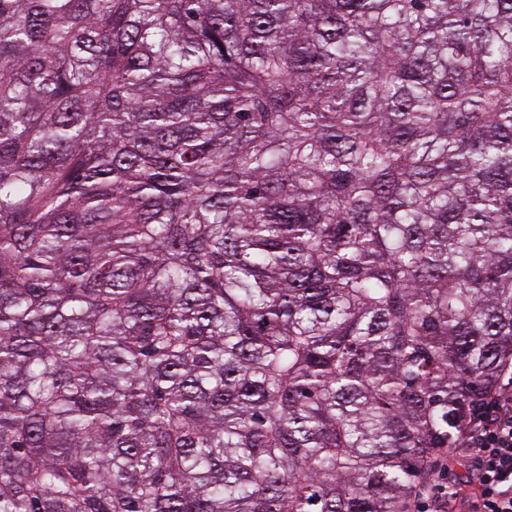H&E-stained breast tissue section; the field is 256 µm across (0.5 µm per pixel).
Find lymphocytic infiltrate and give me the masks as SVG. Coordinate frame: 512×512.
<instances>
[{
	"label": "lymphocytic infiltrate",
	"mask_w": 512,
	"mask_h": 512,
	"mask_svg": "<svg viewBox=\"0 0 512 512\" xmlns=\"http://www.w3.org/2000/svg\"><path fill=\"white\" fill-rule=\"evenodd\" d=\"M458 445L474 462V494L468 497L454 483H440L435 462L414 491L408 512H512V378L463 423Z\"/></svg>",
	"instance_id": "lymphocytic-infiltrate-1"
}]
</instances>
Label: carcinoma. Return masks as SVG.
Returning <instances> with one entry per match:
<instances>
[{
    "label": "carcinoma",
    "mask_w": 512,
    "mask_h": 512,
    "mask_svg": "<svg viewBox=\"0 0 512 512\" xmlns=\"http://www.w3.org/2000/svg\"><path fill=\"white\" fill-rule=\"evenodd\" d=\"M512 365V0H0V512H403Z\"/></svg>",
    "instance_id": "cac0c4a2"
}]
</instances>
